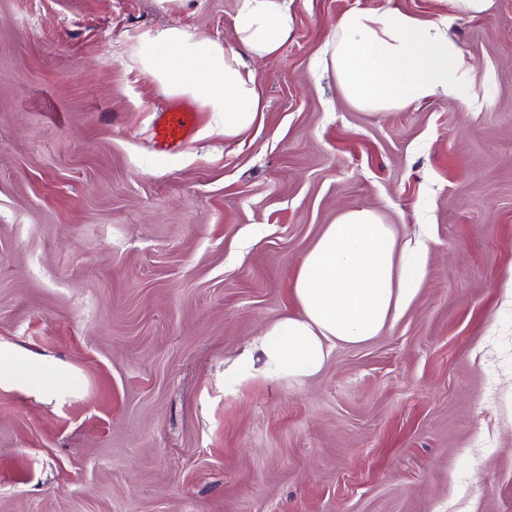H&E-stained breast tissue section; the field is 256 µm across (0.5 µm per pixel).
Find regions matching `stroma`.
Wrapping results in <instances>:
<instances>
[{
	"mask_svg": "<svg viewBox=\"0 0 512 512\" xmlns=\"http://www.w3.org/2000/svg\"><path fill=\"white\" fill-rule=\"evenodd\" d=\"M386 1L288 0L251 62L265 110L228 139L136 53L229 41L238 0H0V343L73 373L49 402L0 388V512H512V0H390L491 80L366 112L314 61ZM178 98L197 131L156 153ZM360 207L429 238L409 305L303 383L225 382Z\"/></svg>",
	"mask_w": 512,
	"mask_h": 512,
	"instance_id": "obj_1",
	"label": "stroma"
}]
</instances>
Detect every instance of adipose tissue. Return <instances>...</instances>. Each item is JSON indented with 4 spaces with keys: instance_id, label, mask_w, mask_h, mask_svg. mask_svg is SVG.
I'll use <instances>...</instances> for the list:
<instances>
[{
    "instance_id": "obj_1",
    "label": "adipose tissue",
    "mask_w": 512,
    "mask_h": 512,
    "mask_svg": "<svg viewBox=\"0 0 512 512\" xmlns=\"http://www.w3.org/2000/svg\"><path fill=\"white\" fill-rule=\"evenodd\" d=\"M294 17L287 0H239L231 43L169 28L139 39L142 70L172 93L200 98L225 136L250 129L264 110L251 59L277 54ZM344 98L369 112H386L442 94L458 95L474 69L442 20L421 19L397 7L355 8L336 22L320 59ZM429 251L416 241L399 253L393 225L371 208L349 209L327 225L300 262L292 295L300 313L268 325L253 351L231 368L300 383L321 372L334 348L378 336L406 307L424 277ZM69 373L58 363L33 368L28 357L0 345V386L52 399L68 391Z\"/></svg>"
}]
</instances>
